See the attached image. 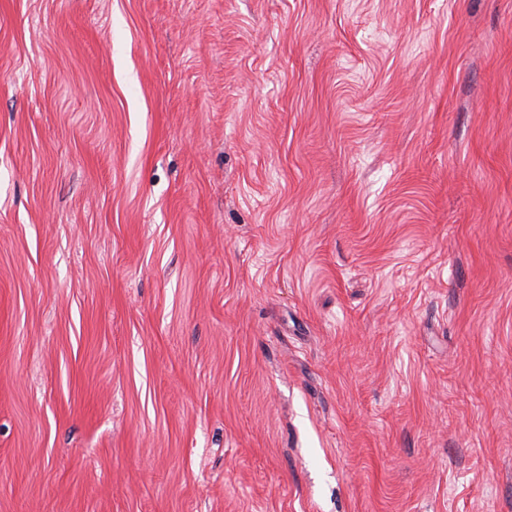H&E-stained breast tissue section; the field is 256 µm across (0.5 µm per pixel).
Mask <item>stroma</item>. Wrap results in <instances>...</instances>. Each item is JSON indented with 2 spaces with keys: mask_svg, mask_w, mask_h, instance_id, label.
I'll return each instance as SVG.
<instances>
[{
  "mask_svg": "<svg viewBox=\"0 0 512 512\" xmlns=\"http://www.w3.org/2000/svg\"><path fill=\"white\" fill-rule=\"evenodd\" d=\"M0 512H512V0H0Z\"/></svg>",
  "mask_w": 512,
  "mask_h": 512,
  "instance_id": "stroma-1",
  "label": "stroma"
}]
</instances>
